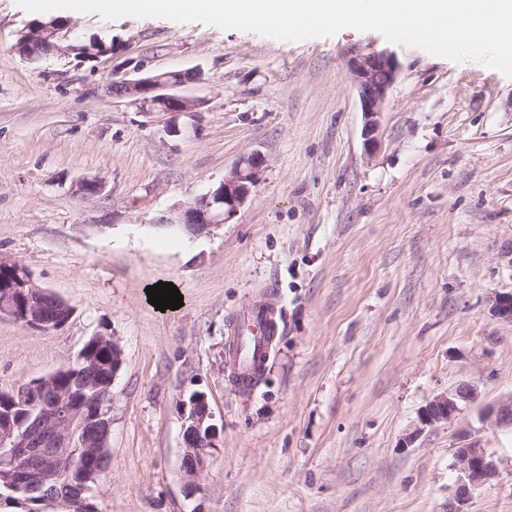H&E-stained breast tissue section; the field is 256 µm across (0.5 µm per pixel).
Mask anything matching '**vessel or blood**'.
<instances>
[{
    "mask_svg": "<svg viewBox=\"0 0 512 512\" xmlns=\"http://www.w3.org/2000/svg\"><path fill=\"white\" fill-rule=\"evenodd\" d=\"M228 334L227 352L235 369L234 383L239 391L252 392L279 334L276 314L267 306L241 311L230 320Z\"/></svg>",
    "mask_w": 512,
    "mask_h": 512,
    "instance_id": "1",
    "label": "vessel or blood"
}]
</instances>
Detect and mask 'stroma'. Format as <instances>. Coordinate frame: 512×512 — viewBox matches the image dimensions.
I'll use <instances>...</instances> for the list:
<instances>
[{
    "label": "stroma",
    "mask_w": 512,
    "mask_h": 512,
    "mask_svg": "<svg viewBox=\"0 0 512 512\" xmlns=\"http://www.w3.org/2000/svg\"><path fill=\"white\" fill-rule=\"evenodd\" d=\"M35 18L0 0V257L73 309L39 333L0 318V392L70 365L108 326L112 382L100 512H448L456 449L495 476L464 512H512V433L483 421L512 396V78L341 30L278 40L202 23L59 12L60 51L12 49ZM113 41L81 62L74 45ZM399 68L368 150L351 66ZM201 69L194 112H138L102 87L137 64ZM265 166L238 213L191 236L160 217L244 156ZM84 177L103 190L74 193ZM176 286L159 311L146 289ZM274 306L280 332L258 388L231 386L228 319ZM461 384L474 400L416 433ZM205 392L216 449L187 490L180 406ZM475 394L473 385L463 384L436 396L419 412L416 433L420 434L426 427L456 420Z\"/></svg>",
    "instance_id": "35a3bbf8"
}]
</instances>
